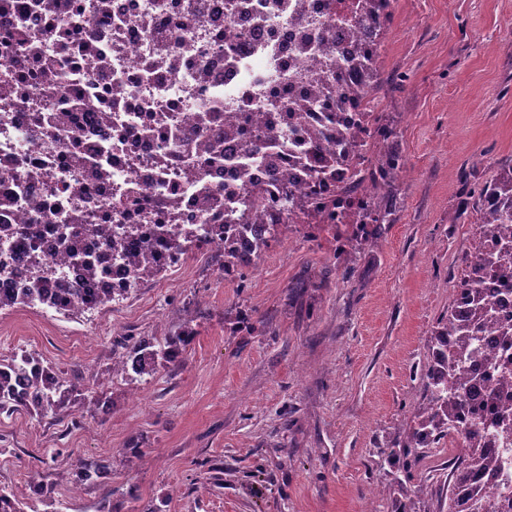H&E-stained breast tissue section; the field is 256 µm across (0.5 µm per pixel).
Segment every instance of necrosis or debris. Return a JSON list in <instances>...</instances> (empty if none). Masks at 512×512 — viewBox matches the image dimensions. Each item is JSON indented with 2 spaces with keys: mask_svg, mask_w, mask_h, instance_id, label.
Listing matches in <instances>:
<instances>
[{
  "mask_svg": "<svg viewBox=\"0 0 512 512\" xmlns=\"http://www.w3.org/2000/svg\"><path fill=\"white\" fill-rule=\"evenodd\" d=\"M370 22L356 0H0V251L14 268L0 287L29 285L9 237L24 225L60 276L118 298L136 276L116 262L87 280L59 244L72 217L135 248L158 222L223 230L227 193L305 183L301 168L261 158L241 172L238 138L223 144L227 162L202 163L197 145L228 122L287 132L286 112L327 81L312 56L378 53ZM479 435L494 457L482 488L496 498L512 488V447L493 427Z\"/></svg>",
  "mask_w": 512,
  "mask_h": 512,
  "instance_id": "necrosis-or-debris-1",
  "label": "necrosis or debris"
}]
</instances>
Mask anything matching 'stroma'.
Listing matches in <instances>:
<instances>
[{"label": "stroma", "mask_w": 512, "mask_h": 512, "mask_svg": "<svg viewBox=\"0 0 512 512\" xmlns=\"http://www.w3.org/2000/svg\"><path fill=\"white\" fill-rule=\"evenodd\" d=\"M381 64L407 76L376 92L405 170L374 241L340 252L350 225L286 224L242 283L202 251L76 318L0 310V360L34 351L76 387L59 414H0V488L25 512H395L411 495L386 457L482 238L462 206L512 162V0H394ZM187 324L176 363L115 371ZM457 455L425 449L416 512H437ZM86 460L108 469L77 481Z\"/></svg>", "instance_id": "1"}]
</instances>
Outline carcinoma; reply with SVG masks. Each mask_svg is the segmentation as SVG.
Returning <instances> with one entry per match:
<instances>
[{
	"instance_id": "obj_1",
	"label": "carcinoma",
	"mask_w": 512,
	"mask_h": 512,
	"mask_svg": "<svg viewBox=\"0 0 512 512\" xmlns=\"http://www.w3.org/2000/svg\"><path fill=\"white\" fill-rule=\"evenodd\" d=\"M352 69L362 73L364 83L352 88L353 94H372L382 83H397L400 77L392 72L380 70L377 59L364 57L352 64ZM342 101L327 93L310 101L308 110L323 112L329 123L313 128L306 122V113H290L292 133L297 135L295 145H306V154L322 141L336 139V152L330 155L332 165L341 163L347 156L363 154L366 148L378 143L387 145L391 136L388 126L377 118H369L370 127L365 129L366 138L357 141L343 136L338 123L341 122ZM245 140L241 156L246 168L253 158L262 154L272 164L280 162L281 155L262 148L270 140L258 130L243 135ZM404 167L400 154L386 150L382 159L367 170L366 178L352 180L341 187V195L352 202L358 210L354 237L370 236L369 224L390 222L392 214V191ZM294 215L295 221L310 224H344L347 215L336 207V199L322 197L314 189L309 192L285 191L271 194L266 190L244 196L237 206L247 209L244 223L237 224L236 206L225 207L224 228H233L234 234L220 243L224 249V275L244 280V270L253 259L268 247L276 235L278 225L263 224L265 212L275 204ZM472 206L483 225L484 236L480 246L463 258L464 270L456 285L466 294V301L454 302L448 314L437 323L430 340L431 355L424 365V403L418 406L415 424L405 439L397 444L391 456L402 458V472L407 480L413 479V467L419 458V449L427 448L448 437V429L456 426L461 413L474 406L496 407L497 415L491 425L496 435L504 442L512 441V406L502 402L504 391L512 389V376L503 374L499 379H490L485 373L471 370V363L482 360L494 364L495 352L483 344V332H495L502 341L512 344V324L498 319L493 293L512 291V164L501 168L492 181L474 191ZM25 247L27 274L31 287L15 290L0 288V309L17 305L28 306L36 301L48 299L55 312L65 316H78L111 301V297L85 300L80 289L62 280L55 270L44 269L46 257L38 251L36 236L26 226L17 230ZM89 234L107 235L103 224H69L66 235L60 238L69 257L84 263L87 277L93 279L111 267L112 255L104 253L85 259L82 242ZM210 232L195 237L179 232L175 224H157L153 237L165 250L167 261L152 246L128 250L122 253L129 267L133 268L140 281L158 277L175 262L184 261L193 250L208 247ZM193 337V329L168 336L158 347L148 344L133 348L132 370L139 376L156 372L159 366L176 361ZM71 389L63 387L52 369L43 364L40 357L24 351L10 360L0 362V412L12 413L19 409L41 416L56 415L64 408ZM462 451L453 462L452 487L448 494V506H439L438 512H458L457 491L463 487L478 490L482 478L493 465V459L482 448L478 434L462 436ZM402 478V479H404ZM402 479L394 478L397 486ZM0 512H24L23 502L12 491L0 489Z\"/></svg>"
}]
</instances>
